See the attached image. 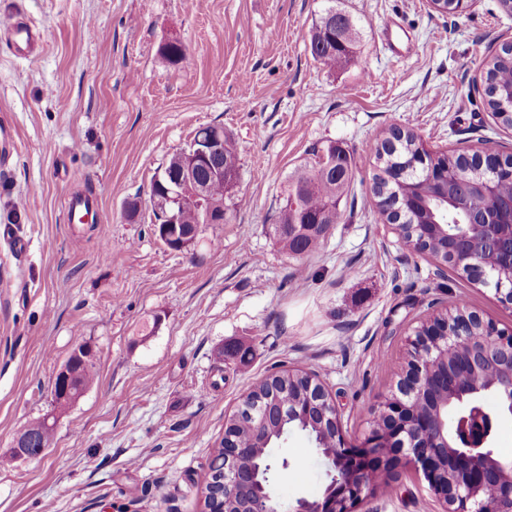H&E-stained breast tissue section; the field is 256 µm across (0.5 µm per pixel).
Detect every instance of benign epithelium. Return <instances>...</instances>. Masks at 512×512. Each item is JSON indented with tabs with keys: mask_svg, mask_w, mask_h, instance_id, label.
I'll use <instances>...</instances> for the list:
<instances>
[{
	"mask_svg": "<svg viewBox=\"0 0 512 512\" xmlns=\"http://www.w3.org/2000/svg\"><path fill=\"white\" fill-rule=\"evenodd\" d=\"M223 147L222 127L191 140L183 150L180 174L159 176L151 186L153 203L170 204L163 236L176 241L178 251L192 245L198 235V230L179 224L177 207L185 198L203 207L205 223H224V204L211 201L208 184L194 180L202 169L214 179L224 178V168L217 164ZM418 149L420 157L411 164L427 170L426 185L431 189L439 191L450 177L462 175L459 167L436 169L426 164L428 149L421 141ZM492 220L486 211L477 219L467 218L468 231L456 238L457 263L511 304L512 280H493L475 254L481 247L492 248L512 267V224L494 225ZM469 319L484 330L482 341L448 318L434 320L426 332H415L410 347L417 358L396 391L378 406L368 432L354 442L345 438L336 407L317 376L301 373L307 381V403L295 408V414L332 435L333 445L321 450L329 478L322 496L313 501L300 497L290 512H357L373 494L372 474L408 464L423 472L435 495L449 506L448 512H512V456L498 455L488 446L497 418L512 416V333L473 311ZM492 388L498 400L493 415L485 411L480 396ZM239 452L227 437L217 501L237 500L244 512H279L267 505L269 496L259 473L239 466Z\"/></svg>",
	"mask_w": 512,
	"mask_h": 512,
	"instance_id": "1",
	"label": "benign epithelium"
}]
</instances>
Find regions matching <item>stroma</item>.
I'll return each mask as SVG.
<instances>
[{"instance_id":"35a3bbf8","label":"stroma","mask_w":512,"mask_h":512,"mask_svg":"<svg viewBox=\"0 0 512 512\" xmlns=\"http://www.w3.org/2000/svg\"><path fill=\"white\" fill-rule=\"evenodd\" d=\"M326 5L0 0V17L24 15L43 33L33 59L0 44V456L11 459L0 512H205L225 421L272 373H315L356 439L406 369L414 328L449 298L512 329V305L402 246L371 190L374 148L395 126L434 154L512 155L485 82L488 60L512 44V14L499 0L457 14L428 0H336L359 42L329 68L310 49ZM390 16L409 55L380 39ZM172 41L184 59L166 56ZM207 124L237 148L231 217L174 251L154 233L151 182ZM331 144L353 171L344 217L316 249L288 255L272 229L283 192ZM86 191L92 220L70 222L66 198ZM82 342L94 384L58 414L41 456L12 457ZM233 344L250 348L247 362L223 359ZM275 456L289 463L275 484L283 508L321 496L325 468L306 435ZM390 483L361 512H444L415 468Z\"/></svg>"}]
</instances>
